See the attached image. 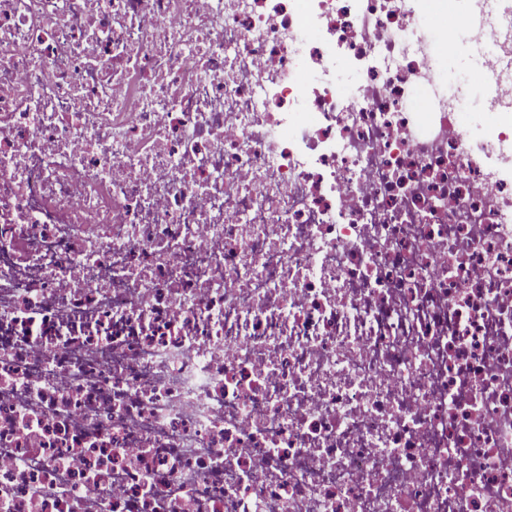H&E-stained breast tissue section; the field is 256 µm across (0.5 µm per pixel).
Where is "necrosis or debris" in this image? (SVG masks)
<instances>
[{
    "label": "necrosis or debris",
    "mask_w": 512,
    "mask_h": 512,
    "mask_svg": "<svg viewBox=\"0 0 512 512\" xmlns=\"http://www.w3.org/2000/svg\"><path fill=\"white\" fill-rule=\"evenodd\" d=\"M466 32L480 112L426 0H0V512H512Z\"/></svg>",
    "instance_id": "4bbe7bcc"
}]
</instances>
